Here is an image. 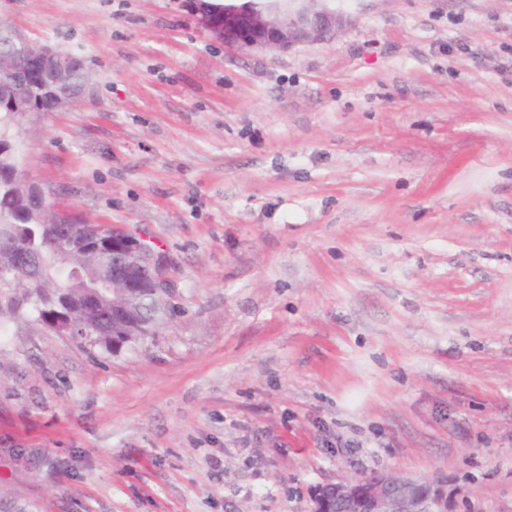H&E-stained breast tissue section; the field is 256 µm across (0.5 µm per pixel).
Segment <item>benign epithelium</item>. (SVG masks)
<instances>
[{
    "label": "benign epithelium",
    "mask_w": 512,
    "mask_h": 512,
    "mask_svg": "<svg viewBox=\"0 0 512 512\" xmlns=\"http://www.w3.org/2000/svg\"><path fill=\"white\" fill-rule=\"evenodd\" d=\"M191 9L216 40L227 47L249 51L285 52L302 43L321 41L343 28L342 12L323 0H244L224 4V19L215 20L209 0H193ZM31 59L45 63L47 86L64 109L91 90V78L75 92L67 85L73 56L47 45H32L15 31L0 28V72L13 76ZM143 240L131 242L112 235V250L87 241L58 242L61 255L79 258L100 254L106 268L105 282L123 294L125 301L142 296L129 271L140 268ZM458 492L446 480H427L394 471H377L350 481L315 487L311 512H454Z\"/></svg>",
    "instance_id": "obj_1"
}]
</instances>
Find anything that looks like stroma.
Returning <instances> with one entry per match:
<instances>
[{
    "label": "stroma",
    "mask_w": 512,
    "mask_h": 512,
    "mask_svg": "<svg viewBox=\"0 0 512 512\" xmlns=\"http://www.w3.org/2000/svg\"><path fill=\"white\" fill-rule=\"evenodd\" d=\"M330 3L259 53L186 0H0L94 84L29 113L30 175L175 306L116 354L0 321V504L311 512L396 470L512 512V0Z\"/></svg>",
    "instance_id": "obj_1"
}]
</instances>
